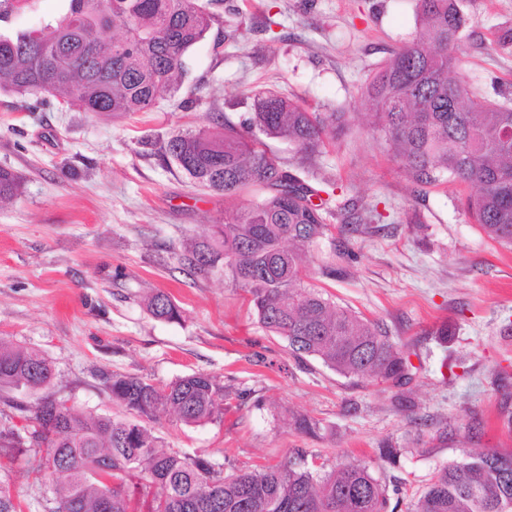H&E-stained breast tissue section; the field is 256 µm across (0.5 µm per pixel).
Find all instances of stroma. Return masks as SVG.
Listing matches in <instances>:
<instances>
[{"mask_svg": "<svg viewBox=\"0 0 512 512\" xmlns=\"http://www.w3.org/2000/svg\"><path fill=\"white\" fill-rule=\"evenodd\" d=\"M468 24L453 72L476 96L512 99V0H462ZM66 0H16L0 32L40 27ZM209 32L187 53L175 95L122 116L67 108L52 95L0 90V167L23 190L0 204V336L53 363L50 392L81 411L125 412L103 386L109 374L159 384L206 372L246 393L223 421L148 427L169 448L245 469L303 450L327 466L369 464L397 512L435 473L484 449L512 453V249L466 214L473 187L412 186L368 131L362 87L415 33L417 0H212ZM273 91L309 110L349 115L327 143L313 185H326V218L361 196L383 220L373 235L334 232L312 251L308 273L333 300L377 321L409 362L406 385L343 377L294 357L263 328L222 274L182 270L184 243L211 233L248 197L195 186L160 147L223 113L248 117L251 97ZM334 258L336 276L321 274ZM182 310L164 322L146 310L152 291ZM447 327V341L435 331ZM308 418L313 432L299 431ZM447 429L438 441V429ZM390 445L397 461L380 459ZM22 512H51V476L24 458L0 465Z\"/></svg>", "mask_w": 512, "mask_h": 512, "instance_id": "stroma-1", "label": "stroma"}]
</instances>
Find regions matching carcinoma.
I'll use <instances>...</instances> for the list:
<instances>
[{
  "mask_svg": "<svg viewBox=\"0 0 512 512\" xmlns=\"http://www.w3.org/2000/svg\"><path fill=\"white\" fill-rule=\"evenodd\" d=\"M419 29L376 68L362 88L373 135L417 186L444 177L475 193L466 211L485 235L512 246V106L471 101L453 76L452 50L468 23L459 0H418ZM211 16L193 0H68L57 20L32 31L0 33V89L20 96L54 86L85 112L119 116L150 112L177 92L186 53L209 29ZM121 25L122 35L101 33ZM213 125L178 131L161 147L193 184L251 202L227 211L212 235L179 253L190 274L224 280L245 292L259 324L287 341L296 357L311 356L345 377L403 385L407 359L379 323L340 306L304 274L311 248L332 236L319 190L268 151L261 137L288 144L299 164L313 165L328 140L347 129L344 112H310L272 91L254 95L240 124L218 114ZM14 172L0 168V200L22 192ZM350 234L371 235L377 207L353 200L336 210ZM147 311L173 322L181 310L164 292ZM51 361L40 351L0 337V387L32 394L48 388ZM112 401L130 419L79 412L44 397L32 426H0V457L24 456L37 475L54 476L52 512H133L132 494L152 485L147 512H395L370 466L350 461L329 471L297 451L251 470L197 454L166 450L137 417L163 416L185 426L224 420L233 408L224 382L195 372L168 384L114 374ZM409 512H512V454L487 449L441 469Z\"/></svg>",
  "mask_w": 512,
  "mask_h": 512,
  "instance_id": "obj_1",
  "label": "carcinoma"
}]
</instances>
